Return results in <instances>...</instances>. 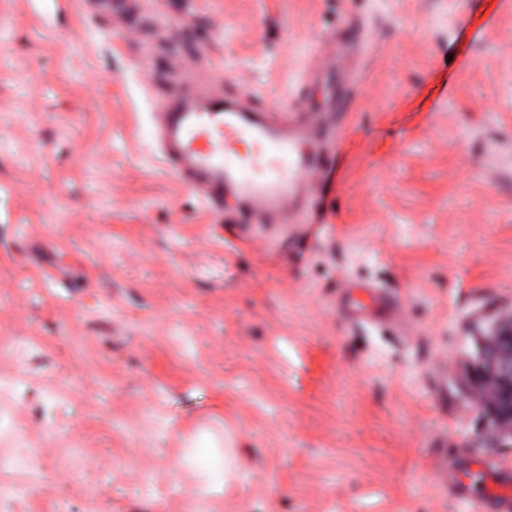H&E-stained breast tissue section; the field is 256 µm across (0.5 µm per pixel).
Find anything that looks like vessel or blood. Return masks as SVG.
Segmentation results:
<instances>
[{
	"mask_svg": "<svg viewBox=\"0 0 512 512\" xmlns=\"http://www.w3.org/2000/svg\"><path fill=\"white\" fill-rule=\"evenodd\" d=\"M155 132L170 172L192 177L193 189L211 202L232 191L256 216L286 212L294 189H313V176L325 169L309 149L314 133L302 112L291 113L284 129L252 106L181 95L158 101ZM254 142L264 151L245 152Z\"/></svg>",
	"mask_w": 512,
	"mask_h": 512,
	"instance_id": "b4317fda",
	"label": "vessel or blood"
}]
</instances>
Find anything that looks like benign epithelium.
I'll use <instances>...</instances> for the list:
<instances>
[{"mask_svg":"<svg viewBox=\"0 0 512 512\" xmlns=\"http://www.w3.org/2000/svg\"><path fill=\"white\" fill-rule=\"evenodd\" d=\"M475 406L490 418L489 438L512 447V313L486 333L480 369L470 381Z\"/></svg>","mask_w":512,"mask_h":512,"instance_id":"7a95c632","label":"benign epithelium"}]
</instances>
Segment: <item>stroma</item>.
Instances as JSON below:
<instances>
[{"mask_svg":"<svg viewBox=\"0 0 512 512\" xmlns=\"http://www.w3.org/2000/svg\"><path fill=\"white\" fill-rule=\"evenodd\" d=\"M1 13L0 512H497L468 379L512 310V0ZM209 90L335 130L330 177L209 204L154 136Z\"/></svg>","mask_w":512,"mask_h":512,"instance_id":"stroma-1","label":"stroma"}]
</instances>
